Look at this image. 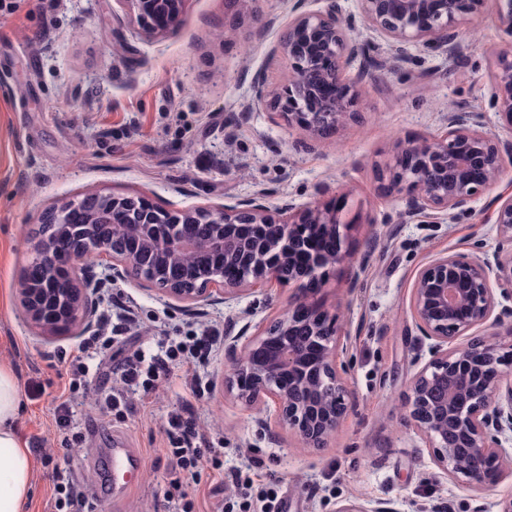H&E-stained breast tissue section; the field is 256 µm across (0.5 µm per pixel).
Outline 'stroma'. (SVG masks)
I'll use <instances>...</instances> for the list:
<instances>
[{
    "label": "stroma",
    "mask_w": 512,
    "mask_h": 512,
    "mask_svg": "<svg viewBox=\"0 0 512 512\" xmlns=\"http://www.w3.org/2000/svg\"><path fill=\"white\" fill-rule=\"evenodd\" d=\"M294 0H189L176 29L138 33L117 0H0V361L16 371L25 410L19 427L37 475L25 512H52L59 467L94 487L85 512H180L166 491L172 461L167 418L192 415L207 445L223 449V470L204 469L187 494L197 512H260L270 482L288 512H336L350 501L387 500L398 512H498L512 497V472L487 490L455 485L405 417L422 368L411 317L418 271L446 254L472 255L496 243L491 202L512 197V164L476 200L469 219L427 229L403 224L401 199L385 192L380 163L401 144L442 135L448 113L485 110L490 72L505 49L498 0L461 29L463 62L392 61L362 89L355 118L311 138L252 102L251 82L268 90L289 79L271 50L286 33ZM267 191L277 206L316 201L354 223L341 249L368 257L364 271L340 263L319 281L255 286L233 307L167 299L132 279L94 298L89 329L52 333L24 321L21 275L35 254L41 214L91 193L142 195L173 210L210 209ZM356 289H349L351 276ZM316 302L348 337L351 407L321 448H306L275 421L274 402L251 408L224 388V346L206 363L173 361L152 396L102 412L133 354L163 356L203 328L270 326L294 296ZM97 353L78 390L69 363L83 338ZM65 406L67 426L55 423ZM267 426H259V419ZM134 449L141 472H111L108 447ZM248 469V495H224L228 470Z\"/></svg>",
    "instance_id": "stroma-1"
}]
</instances>
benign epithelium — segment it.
<instances>
[{"instance_id": "7a95c632", "label": "benign epithelium", "mask_w": 512, "mask_h": 512, "mask_svg": "<svg viewBox=\"0 0 512 512\" xmlns=\"http://www.w3.org/2000/svg\"><path fill=\"white\" fill-rule=\"evenodd\" d=\"M148 36L175 29L188 0H116ZM357 13L343 0H326L322 10L293 6L295 16L274 52L288 63V84L270 94L256 79L253 101L265 103L290 124L321 136L355 117L363 83L375 79L383 64H369L352 37L356 18L384 38L399 55L414 47L458 62V33L477 15L484 0H354ZM354 72L349 78L347 73ZM488 110L512 118V50H504L490 73ZM512 162V140L486 130L485 113L458 109L448 114V130L434 139L408 143L394 160L378 167V179L390 193L407 191L401 217H470L473 202ZM93 212L68 201L45 212L48 230L39 239L32 264L45 273L46 286L20 289L30 320L52 332L92 325L93 296L107 281L133 276L142 284L180 302L219 299L228 304L249 288L275 281L318 279L323 270L350 256L336 247L310 250V242L353 220L317 203L271 207L263 193L238 197L214 210L164 209L143 196L93 195ZM499 239L493 248L482 239L474 255L448 253L423 268L412 288V319L429 359L412 380L406 400L408 420L429 448L434 462L464 487L488 489L512 464V374L496 343L450 346L474 327L492 322L512 335V198L493 200ZM193 223L211 224L214 233L203 247L186 231ZM98 224H130L135 232L112 234L105 254L111 267L97 273L83 265L94 252ZM76 239L68 256L52 245L56 229ZM165 242L163 262L152 258L154 239ZM204 262L215 256L224 266L211 270L199 285L179 280L182 260ZM244 325L224 337L229 373L225 386L248 407L272 400L280 423L303 445L323 447L345 415L349 392L337 359L347 346L335 339V320L301 296L273 325L250 335ZM336 512H395L388 502L350 501Z\"/></svg>"}]
</instances>
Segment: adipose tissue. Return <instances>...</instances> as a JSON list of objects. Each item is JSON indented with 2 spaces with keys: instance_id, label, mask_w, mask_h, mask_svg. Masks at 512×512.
<instances>
[{
  "instance_id": "adipose-tissue-1",
  "label": "adipose tissue",
  "mask_w": 512,
  "mask_h": 512,
  "mask_svg": "<svg viewBox=\"0 0 512 512\" xmlns=\"http://www.w3.org/2000/svg\"><path fill=\"white\" fill-rule=\"evenodd\" d=\"M22 406L14 369L0 363V512H24L32 493L36 463L18 427Z\"/></svg>"
}]
</instances>
